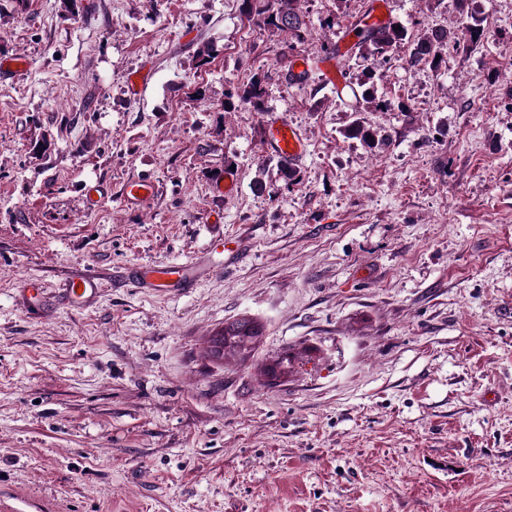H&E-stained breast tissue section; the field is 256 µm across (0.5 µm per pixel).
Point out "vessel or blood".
<instances>
[{
    "label": "vessel or blood",
    "instance_id": "1",
    "mask_svg": "<svg viewBox=\"0 0 512 512\" xmlns=\"http://www.w3.org/2000/svg\"><path fill=\"white\" fill-rule=\"evenodd\" d=\"M347 55L339 51L323 60V76L328 85L341 88L346 72ZM265 143L269 153L289 169L300 170L307 156V142L286 114L269 111L263 121ZM157 184L146 178H133L125 182L120 197L123 203L133 208L148 205L157 195ZM212 265L203 258L194 257L185 261L162 266L143 268L132 266L124 268L122 282L130 287L155 291H167L173 288H191L202 278L210 275ZM104 281L89 270L78 271L64 285V294L71 306L87 307L96 302Z\"/></svg>",
    "mask_w": 512,
    "mask_h": 512
}]
</instances>
